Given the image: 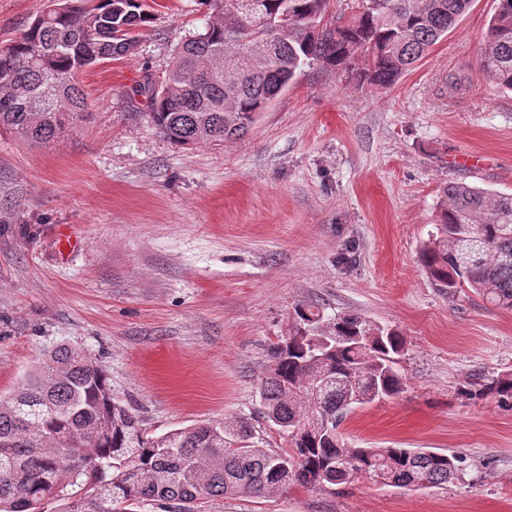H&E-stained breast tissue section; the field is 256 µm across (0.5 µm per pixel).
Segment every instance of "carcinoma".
<instances>
[{
  "instance_id": "obj_1",
  "label": "carcinoma",
  "mask_w": 512,
  "mask_h": 512,
  "mask_svg": "<svg viewBox=\"0 0 512 512\" xmlns=\"http://www.w3.org/2000/svg\"><path fill=\"white\" fill-rule=\"evenodd\" d=\"M210 20L174 50L163 78L144 76L132 94L150 104L152 128L178 148L236 139L307 61H321L370 88L395 85L443 36L471 0H351V15L316 32L330 0H260L261 25L242 0H199ZM155 19L147 0H48L0 47V131L48 144L80 121L85 70L135 55L137 30ZM486 79L512 91V0H498L480 58ZM53 104L33 119L31 95ZM436 232L419 260L448 295L469 288L512 309V194L465 182L440 189ZM294 333L272 351L258 392L262 414L291 451L258 447L245 419L151 434L112 395L105 371L81 348L58 343L24 382L0 398V512H198L205 499L254 497L285 488L338 486L382 474L399 488L463 473L453 454L348 445L340 426L353 409L398 395L402 336L353 315L325 324L319 308L295 309ZM483 391L512 398V376ZM77 486L70 493L67 487Z\"/></svg>"
}]
</instances>
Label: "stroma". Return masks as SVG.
<instances>
[{
    "mask_svg": "<svg viewBox=\"0 0 512 512\" xmlns=\"http://www.w3.org/2000/svg\"><path fill=\"white\" fill-rule=\"evenodd\" d=\"M158 2L136 56L82 75L76 128L48 144L0 134V397L65 341L147 431L243 417L260 447L282 451L258 386L295 308L316 305L406 341L403 392L354 410L346 441L456 454L463 478L291 485L204 512H512V399L476 392L512 374V310L467 288L442 294L419 262L445 182L512 194V93L480 69L497 0H472L393 87L308 64L243 138L187 149L131 93L203 25L197 0ZM45 3L0 0V46ZM59 224L81 241L64 258Z\"/></svg>",
    "mask_w": 512,
    "mask_h": 512,
    "instance_id": "35a3bbf8",
    "label": "stroma"
}]
</instances>
